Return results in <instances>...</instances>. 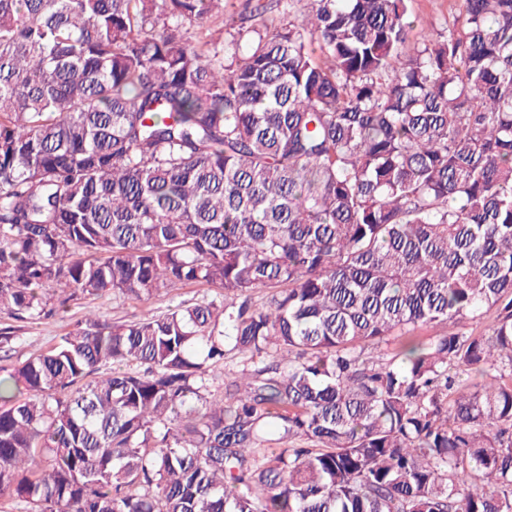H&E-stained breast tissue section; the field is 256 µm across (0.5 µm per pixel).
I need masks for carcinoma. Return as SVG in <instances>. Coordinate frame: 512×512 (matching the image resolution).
Returning a JSON list of instances; mask_svg holds the SVG:
<instances>
[{"mask_svg": "<svg viewBox=\"0 0 512 512\" xmlns=\"http://www.w3.org/2000/svg\"><path fill=\"white\" fill-rule=\"evenodd\" d=\"M216 10L0 0V312L219 289L1 373L0 496L512 512V0H456L409 55V0H308L230 65L185 36Z\"/></svg>", "mask_w": 512, "mask_h": 512, "instance_id": "cac0c4a2", "label": "carcinoma"}]
</instances>
